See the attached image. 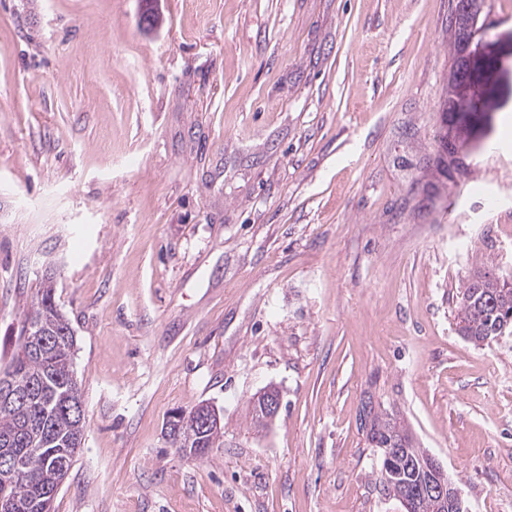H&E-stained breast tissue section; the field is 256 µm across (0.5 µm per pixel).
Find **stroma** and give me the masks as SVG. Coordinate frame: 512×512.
Instances as JSON below:
<instances>
[{"instance_id": "stroma-1", "label": "stroma", "mask_w": 512, "mask_h": 512, "mask_svg": "<svg viewBox=\"0 0 512 512\" xmlns=\"http://www.w3.org/2000/svg\"><path fill=\"white\" fill-rule=\"evenodd\" d=\"M482 18L443 175L448 0H0V372L52 277L85 409L52 512H403L366 399L512 512V335L456 330L478 267L512 281V0ZM203 402L199 457L164 428ZM474 47L467 62V69L464 73L457 74L450 78L449 89L453 93L456 100L455 107V124L453 126L445 125L442 128L445 146H454L459 152L464 149L467 139L471 138L473 124H480L483 111L486 108L483 94L481 92V100L476 102L473 98V92L479 91V80L481 76L490 70H494L500 63V60L492 51L491 42L483 37ZM456 149H448V157L451 162L456 161ZM259 402L262 405V412H259L258 422L267 425L275 418L281 407L279 392L275 388H268L253 399L252 406H258ZM192 419L194 423L195 429L204 431L206 429H218L221 424L220 416L218 411L212 406L208 404H200L191 411H176L170 416L171 424H178L180 428V433L177 431L170 434L169 429H166V436L168 440L176 447V448H184L187 451L195 437L188 436L183 437L182 435L193 432V424L190 422H186L182 425L183 420ZM182 425V426H181ZM223 426H221L220 430H216L215 432H210L206 434L202 440V446L200 448H214L215 444L219 442L220 438L223 437L224 432L222 431ZM194 442L192 443L190 448H193ZM200 448H193V453L196 454V451Z\"/></svg>"}]
</instances>
